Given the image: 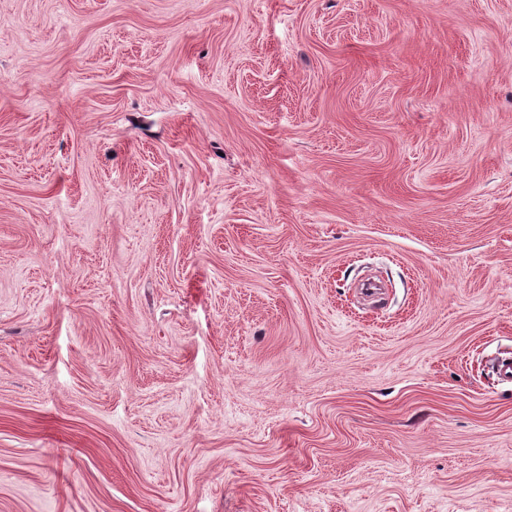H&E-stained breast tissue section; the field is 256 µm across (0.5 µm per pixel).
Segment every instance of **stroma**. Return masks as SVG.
<instances>
[{
    "label": "stroma",
    "mask_w": 512,
    "mask_h": 512,
    "mask_svg": "<svg viewBox=\"0 0 512 512\" xmlns=\"http://www.w3.org/2000/svg\"><path fill=\"white\" fill-rule=\"evenodd\" d=\"M512 0H0V512H512Z\"/></svg>",
    "instance_id": "35a3bbf8"
}]
</instances>
